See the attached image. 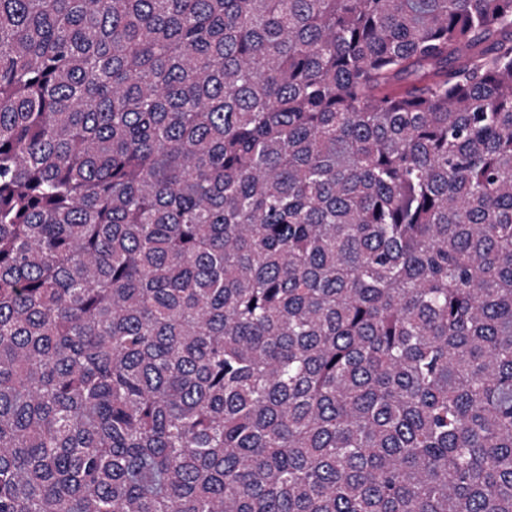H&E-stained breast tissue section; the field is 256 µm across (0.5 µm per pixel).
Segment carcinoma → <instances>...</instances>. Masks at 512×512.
<instances>
[{
	"label": "carcinoma",
	"instance_id": "obj_1",
	"mask_svg": "<svg viewBox=\"0 0 512 512\" xmlns=\"http://www.w3.org/2000/svg\"><path fill=\"white\" fill-rule=\"evenodd\" d=\"M0 512H512V0H0Z\"/></svg>",
	"mask_w": 512,
	"mask_h": 512
}]
</instances>
